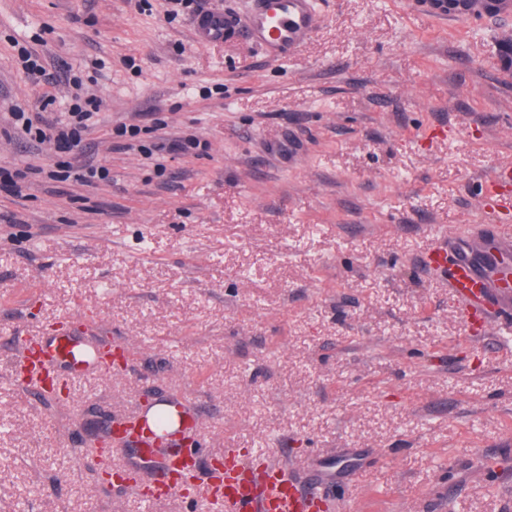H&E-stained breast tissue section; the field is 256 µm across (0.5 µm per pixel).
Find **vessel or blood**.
<instances>
[{"instance_id":"vessel-or-blood-1","label":"vessel or blood","mask_w":512,"mask_h":512,"mask_svg":"<svg viewBox=\"0 0 512 512\" xmlns=\"http://www.w3.org/2000/svg\"><path fill=\"white\" fill-rule=\"evenodd\" d=\"M422 18L468 23L512 17V0H410ZM322 9L318 0H249L246 14L208 10L194 22L199 44L247 39L272 61L292 57L316 31ZM425 269L439 273L468 315H483L502 333L512 332V226L477 224L464 237L439 236L422 258ZM21 363L34 387L63 373L97 368L101 360L93 345L73 336L30 337ZM169 423H155L143 413L123 418V431L112 439V453L134 448L123 467L131 486L148 503L185 495L180 476L198 472L202 453L192 447L200 431L190 404H171ZM222 469H209L194 495L219 498L226 512H334L336 499L323 475L312 468L297 472L287 456L263 450L251 456L225 449Z\"/></svg>"}]
</instances>
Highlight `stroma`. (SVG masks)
Listing matches in <instances>:
<instances>
[{"instance_id": "obj_1", "label": "stroma", "mask_w": 512, "mask_h": 512, "mask_svg": "<svg viewBox=\"0 0 512 512\" xmlns=\"http://www.w3.org/2000/svg\"><path fill=\"white\" fill-rule=\"evenodd\" d=\"M127 0H0V164L42 168L9 121L53 100L16 61L32 46L102 100L87 137L111 182L32 176L0 195V512H218L103 487L85 442L159 398L201 409L225 449L318 455L339 512H512V336L481 331L421 258L485 223L512 170L504 23L437 26L407 0H324L291 58L199 45L191 14ZM198 138L186 153L113 143ZM124 357L20 389L27 336L58 323ZM508 170L501 171L498 175L488 182L489 195L485 201V208L491 214H499L510 210V199L500 197L496 193L498 184L503 174L506 176Z\"/></svg>"}]
</instances>
